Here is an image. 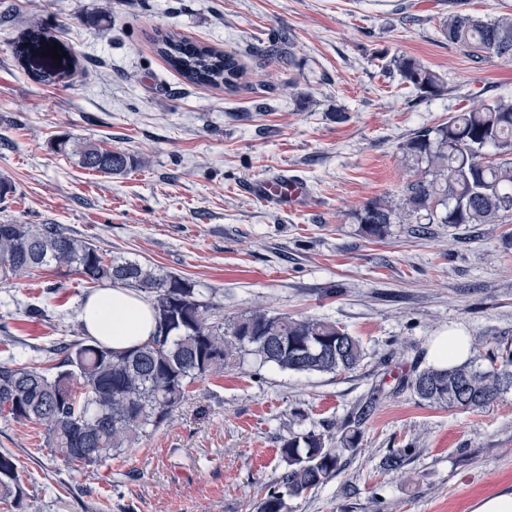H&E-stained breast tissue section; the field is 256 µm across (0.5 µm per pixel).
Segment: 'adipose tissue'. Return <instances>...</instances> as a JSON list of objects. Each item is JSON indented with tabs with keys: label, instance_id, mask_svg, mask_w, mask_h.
<instances>
[{
	"label": "adipose tissue",
	"instance_id": "1",
	"mask_svg": "<svg viewBox=\"0 0 512 512\" xmlns=\"http://www.w3.org/2000/svg\"><path fill=\"white\" fill-rule=\"evenodd\" d=\"M80 319L89 336L116 350L146 343L156 331L151 304L119 285L98 289L88 296Z\"/></svg>",
	"mask_w": 512,
	"mask_h": 512
}]
</instances>
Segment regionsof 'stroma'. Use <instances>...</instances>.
<instances>
[{"mask_svg": "<svg viewBox=\"0 0 512 512\" xmlns=\"http://www.w3.org/2000/svg\"><path fill=\"white\" fill-rule=\"evenodd\" d=\"M448 0H0V177L15 186L0 221L58 224L107 255L158 265L212 289L232 317L256 305L325 318L359 337L352 371L302 375L247 362L196 380L138 447L75 471L41 427L0 421L25 495L0 512H253L285 464L288 432L358 424L326 485L288 512H471L512 489V391L481 410L431 405L406 388L434 336L464 331L479 364L512 349V213L500 224L390 225L364 237L349 218L398 199L413 130L473 102L512 95V62L477 63L448 42ZM104 13L98 25L86 16ZM38 17L67 57L34 78L16 45ZM226 50L236 89L195 85L159 55L158 29ZM406 55L445 91L418 97L387 65ZM120 147L136 165L110 176L57 153L63 135ZM305 182L300 206L252 199L253 180ZM53 293H46V283ZM90 288L34 272L0 284V337L24 360L81 333ZM41 308L38 317L29 316ZM408 449L400 470L390 450Z\"/></svg>", "mask_w": 512, "mask_h": 512, "instance_id": "stroma-1", "label": "stroma"}]
</instances>
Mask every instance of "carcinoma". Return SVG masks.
Instances as JSON below:
<instances>
[{"label":"carcinoma","mask_w":512,"mask_h":512,"mask_svg":"<svg viewBox=\"0 0 512 512\" xmlns=\"http://www.w3.org/2000/svg\"><path fill=\"white\" fill-rule=\"evenodd\" d=\"M27 56L47 55L34 67L41 81L53 78L48 57L53 40L30 23ZM448 42L469 49L475 62L512 61V14L481 20L450 11L442 23ZM166 62L187 81L231 90L242 75L230 52L197 47L172 32L157 34ZM401 81L422 97H436L439 76L412 57L391 60ZM57 146L77 166L121 175L137 160L119 148L67 136ZM402 153L417 164L399 202L379 198L352 213L360 232L383 238L391 224H495L512 211V97H497L456 112L434 127H421L402 142ZM40 269L77 274L97 287L119 284L145 294L157 331L145 344L114 350L94 338L78 337L47 352V368L0 362V418L44 429L46 444L77 469L120 455L152 435L202 377H222L253 355L263 365L296 374H337L355 369L365 357L362 342L331 321L259 305L228 319L208 288L148 263L108 258L93 242L57 224H0V282L28 277ZM406 386L427 403L479 410L512 389V351L492 358L490 367L470 363L414 372ZM359 431L340 437L314 430L278 437L286 467L265 486L256 512H288L287 499L325 485L341 469ZM23 496L15 457L0 452V498Z\"/></svg>","instance_id":"1"}]
</instances>
